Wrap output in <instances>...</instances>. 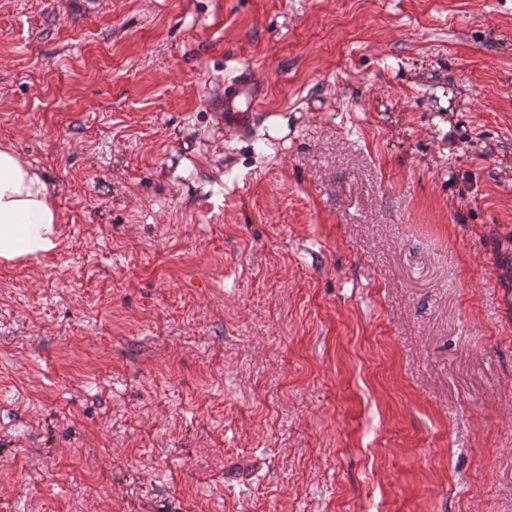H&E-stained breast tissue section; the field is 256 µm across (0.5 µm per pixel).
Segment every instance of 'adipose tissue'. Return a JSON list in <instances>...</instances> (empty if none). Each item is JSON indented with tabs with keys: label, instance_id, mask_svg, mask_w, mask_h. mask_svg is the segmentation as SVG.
I'll list each match as a JSON object with an SVG mask.
<instances>
[{
	"label": "adipose tissue",
	"instance_id": "ef3b65f1",
	"mask_svg": "<svg viewBox=\"0 0 512 512\" xmlns=\"http://www.w3.org/2000/svg\"><path fill=\"white\" fill-rule=\"evenodd\" d=\"M58 224L46 180L12 147L0 146V260L50 253L58 244Z\"/></svg>",
	"mask_w": 512,
	"mask_h": 512
}]
</instances>
